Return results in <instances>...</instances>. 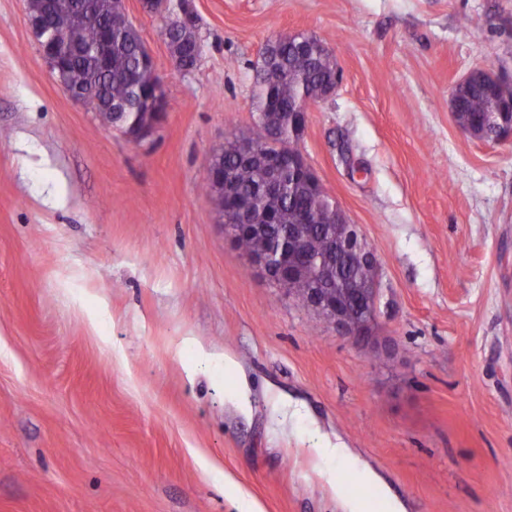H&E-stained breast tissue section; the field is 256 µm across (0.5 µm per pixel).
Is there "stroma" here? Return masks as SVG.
<instances>
[{
    "mask_svg": "<svg viewBox=\"0 0 512 512\" xmlns=\"http://www.w3.org/2000/svg\"><path fill=\"white\" fill-rule=\"evenodd\" d=\"M180 2L125 0L166 77L135 143L0 0V512H342L373 493L327 481L336 439L406 512H512V138L448 110L472 69L512 81V0H188V72ZM293 32L341 73L297 147L380 263L371 347L252 270L204 190Z\"/></svg>",
    "mask_w": 512,
    "mask_h": 512,
    "instance_id": "1",
    "label": "stroma"
}]
</instances>
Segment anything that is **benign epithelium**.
Wrapping results in <instances>:
<instances>
[{"label": "benign epithelium", "mask_w": 512, "mask_h": 512, "mask_svg": "<svg viewBox=\"0 0 512 512\" xmlns=\"http://www.w3.org/2000/svg\"><path fill=\"white\" fill-rule=\"evenodd\" d=\"M26 19L40 46L44 59L56 75L64 92L73 100L83 102L88 92L82 87L67 81V71L71 58L85 50L80 42L78 32L85 26L95 25L101 32L98 51H103L112 38L111 28L105 25L99 15L93 12L75 13L72 27L59 31L53 24L49 12L34 9L32 0H26ZM150 67L149 82L154 93V105L150 112H115L112 105H101L97 114L109 127L119 128L131 141L139 142L151 136L161 123L166 112V96L164 79L155 69L151 53H146ZM485 78L498 86L505 87L503 81L491 70L476 69L461 78L453 87L449 98V109L459 128L476 140L485 137L459 119L458 89L474 79ZM339 78L329 83L318 95L316 100L295 106L294 111L286 113L278 122L272 123L266 117L260 119V141L272 143L282 139L300 136L307 124V112L315 103L326 100L333 95L338 86ZM484 124L499 130L496 141L501 142L512 137V99L507 97L492 112L484 117ZM260 156L266 167L267 175L259 188L263 197H278L284 192L286 177L301 169L305 178L318 185L320 181L304 157H290L286 152L263 153L253 143L243 151V156L250 158ZM207 182L220 188L224 185L222 170V151L211 153L208 163ZM236 222L224 225L227 236L237 242L244 236L258 237L265 234L268 225L278 224L281 235L278 245L273 250H259L245 254L248 264L256 269L265 279L275 285H283L305 277L311 279L312 287L307 289L305 303L318 312L324 319L336 327L343 335L363 343H373L376 328V317L380 297L379 275L362 282L346 286L341 293H336V280L333 275L331 261L315 250L308 232L311 218L305 216L298 224H279L276 214L262 212V223L252 217L250 206L242 205L235 209ZM330 223L324 225L326 243L341 252L351 261L364 267L378 269L374 253L364 242L357 226L350 223L344 211L336 201H331L328 210Z\"/></svg>", "instance_id": "1"}]
</instances>
